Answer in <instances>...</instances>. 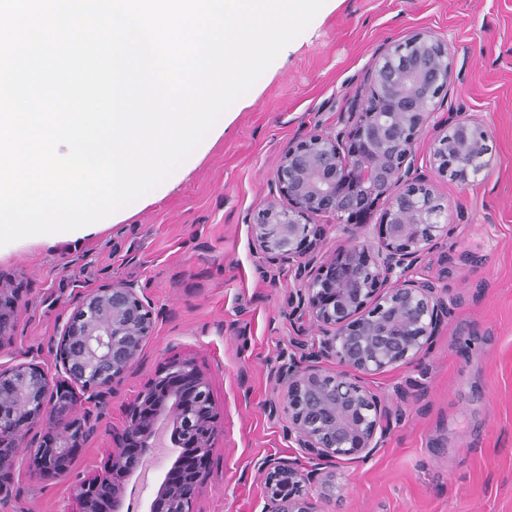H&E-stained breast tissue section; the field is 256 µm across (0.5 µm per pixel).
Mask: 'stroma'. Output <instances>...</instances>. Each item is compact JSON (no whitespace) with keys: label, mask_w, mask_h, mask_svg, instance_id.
<instances>
[{"label":"stroma","mask_w":512,"mask_h":512,"mask_svg":"<svg viewBox=\"0 0 512 512\" xmlns=\"http://www.w3.org/2000/svg\"><path fill=\"white\" fill-rule=\"evenodd\" d=\"M422 30L447 40L453 77L413 159L449 232L411 275L445 286L448 319L416 361L365 377L393 417L372 459L337 468L341 499L322 508L512 512V0H332L227 111L223 134L123 222L0 247V286L19 295L2 369L55 371L78 297L106 282L132 285L155 318L140 360L100 396L68 476L32 473L24 439L0 512H76L75 490L107 467L125 408L176 358L206 375L221 416L192 512H263V462L300 454L287 415L266 410L282 394L274 372L316 331L288 303L293 272L255 250L250 217L271 200L288 143L343 128L374 63ZM464 114L482 119L492 154L462 182L435 174L431 145Z\"/></svg>","instance_id":"1"}]
</instances>
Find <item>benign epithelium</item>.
Segmentation results:
<instances>
[{"label": "benign epithelium", "mask_w": 512, "mask_h": 512, "mask_svg": "<svg viewBox=\"0 0 512 512\" xmlns=\"http://www.w3.org/2000/svg\"><path fill=\"white\" fill-rule=\"evenodd\" d=\"M451 78L448 43L432 33L393 45L371 70L366 105L351 113L346 128L288 145L274 174L279 198L252 217L256 249L294 271L296 311L319 332L308 359L276 370L285 391L269 411L288 415V436L310 466L266 462L265 512H321L312 486L324 497L336 495L337 464L369 458L392 416L361 377L415 361L448 318L440 282L409 273L448 236L445 208L428 182L413 175L411 155ZM490 140L476 121L459 120L432 146L436 172L460 181L479 175L492 152ZM381 203L376 238L361 239ZM319 217L332 218L354 243L318 256ZM13 309L1 288L0 342L10 335ZM154 329L136 289L114 280L79 297L58 346L63 381L36 364L0 369V449H10L0 454V493L21 438L38 428L32 472L49 478L69 473L87 439L92 407L136 364ZM323 360L336 361L340 370H323ZM163 416L172 422L171 440L180 452L142 512H191L220 417L207 378L186 360L170 362L125 411L123 443L110 467L80 484L78 512H123L129 483ZM183 448L194 452L185 455Z\"/></svg>", "instance_id": "7a95c632"}]
</instances>
